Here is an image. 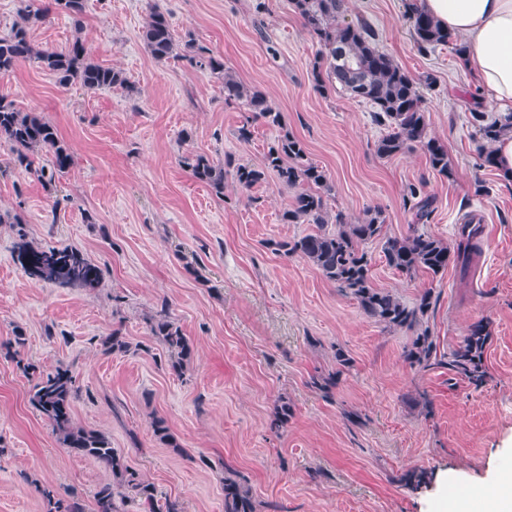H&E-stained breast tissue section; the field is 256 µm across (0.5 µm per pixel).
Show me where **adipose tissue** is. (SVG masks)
Masks as SVG:
<instances>
[{
  "label": "adipose tissue",
  "instance_id": "obj_1",
  "mask_svg": "<svg viewBox=\"0 0 512 512\" xmlns=\"http://www.w3.org/2000/svg\"><path fill=\"white\" fill-rule=\"evenodd\" d=\"M449 33L461 37L464 65L483 101L512 113V0H418Z\"/></svg>",
  "mask_w": 512,
  "mask_h": 512
}]
</instances>
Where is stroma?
Returning <instances> with one entry per match:
<instances>
[{
	"instance_id": "obj_1",
	"label": "stroma",
	"mask_w": 512,
	"mask_h": 512,
	"mask_svg": "<svg viewBox=\"0 0 512 512\" xmlns=\"http://www.w3.org/2000/svg\"><path fill=\"white\" fill-rule=\"evenodd\" d=\"M154 5L169 13L176 38L193 36L266 94L330 175L334 209L356 217L381 207L387 233L402 236L413 183L433 200L425 231L445 242L467 216L481 217L482 254L465 277L452 267L411 279L386 265L379 244L367 251L375 286L409 304L432 289L423 324L438 353L470 324L489 323L484 387L450 379L444 366L409 367L402 353L412 331L375 324L309 263L274 252L273 242L312 230L280 222L293 193L275 177L245 195L227 183L220 196L193 179L185 154L257 165L280 129L258 122L240 141L247 112L225 103L215 78L178 59L154 61L140 39ZM345 19L366 22L379 49L421 80L429 133L447 145L452 178L433 172L418 149L378 156L386 128L372 106L316 91L319 45L290 0H85L81 27L54 14L31 29L41 48L81 38L140 93L63 87L29 62L0 77V94L44 115L74 153L47 186L12 168L1 144L0 211L19 214L33 244L78 248L104 271L91 294L34 281L15 258V225L0 224V512H48L44 486L93 512L97 487L112 479L63 447L31 404L33 378L6 355L18 329L22 358L76 375L75 424L110 437L182 512H224L229 474L251 487L257 512H486L490 472L512 448V180L484 166L474 119L497 111L476 103L452 47L418 49L406 0H349ZM163 306L195 345L180 377L149 334L148 318ZM116 328L132 344L127 353L101 347ZM339 349L351 367L339 368ZM329 374V389L312 384ZM284 401L293 414L280 426ZM156 418L178 448L156 440ZM419 470L428 483L404 482ZM450 470L464 490L452 501L439 482Z\"/></svg>"
}]
</instances>
